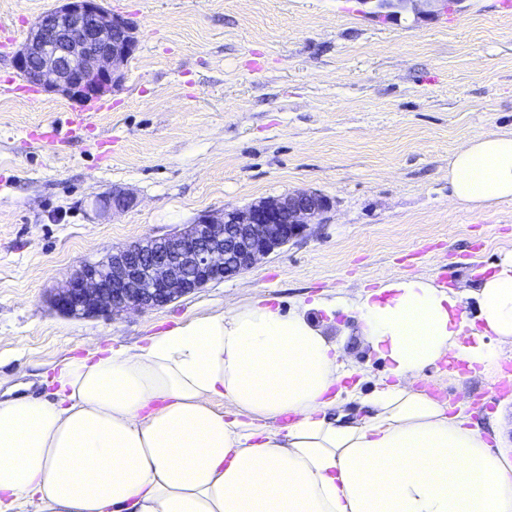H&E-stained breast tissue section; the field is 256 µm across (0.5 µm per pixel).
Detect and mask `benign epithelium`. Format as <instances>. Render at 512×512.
Wrapping results in <instances>:
<instances>
[{"mask_svg": "<svg viewBox=\"0 0 512 512\" xmlns=\"http://www.w3.org/2000/svg\"><path fill=\"white\" fill-rule=\"evenodd\" d=\"M60 2L31 27L14 67L49 91L84 102L101 100L124 79V67L138 49L136 29L106 10L102 0ZM371 2L391 14H420L440 0ZM330 209L327 196L302 191L201 214L169 235L145 238L81 265L57 289L54 306L73 317L164 307L252 268L304 236Z\"/></svg>", "mask_w": 512, "mask_h": 512, "instance_id": "benign-epithelium-1", "label": "benign epithelium"}]
</instances>
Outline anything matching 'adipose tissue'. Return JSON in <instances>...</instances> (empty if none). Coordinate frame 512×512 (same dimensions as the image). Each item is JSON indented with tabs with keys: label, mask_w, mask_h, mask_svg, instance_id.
Listing matches in <instances>:
<instances>
[{
	"label": "adipose tissue",
	"mask_w": 512,
	"mask_h": 512,
	"mask_svg": "<svg viewBox=\"0 0 512 512\" xmlns=\"http://www.w3.org/2000/svg\"><path fill=\"white\" fill-rule=\"evenodd\" d=\"M448 182L472 209L512 201V132L461 144ZM473 294L474 324L430 278L355 294L394 381L354 415L311 316L326 301L239 304L65 358L51 396L0 400V512H512V450L415 387L447 357L490 371L487 337L512 343V251Z\"/></svg>",
	"instance_id": "adipose-tissue-1"
}]
</instances>
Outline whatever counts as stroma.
Here are the masks:
<instances>
[{"instance_id":"1","label":"stroma","mask_w":512,"mask_h":512,"mask_svg":"<svg viewBox=\"0 0 512 512\" xmlns=\"http://www.w3.org/2000/svg\"><path fill=\"white\" fill-rule=\"evenodd\" d=\"M462 0L439 14L398 15L368 0H103L135 26L139 46L79 138L76 101L0 94V400L45 394L65 357L137 347L210 312L256 299L287 312L314 297L401 278L451 276L452 290L495 271L512 250V202L474 211L450 197L448 162L464 141L512 132V9ZM59 0H0L13 40L0 82L32 24ZM133 205L98 219L113 190ZM318 191L321 223L251 269L171 304L70 317L51 303L74 269L192 223L205 212ZM314 317L343 353V387L370 392L388 363L341 306ZM496 375L428 368L417 389L456 404L512 445V398Z\"/></svg>"}]
</instances>
